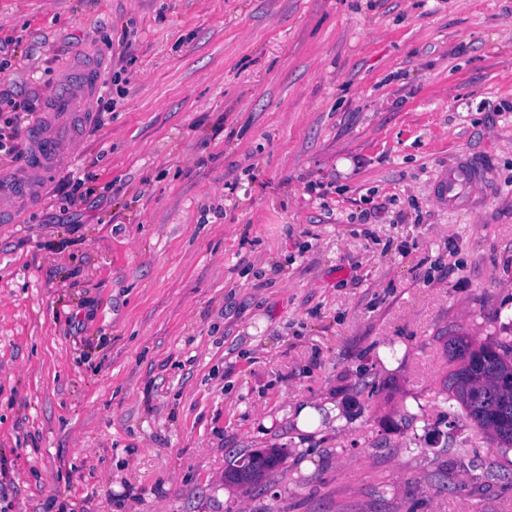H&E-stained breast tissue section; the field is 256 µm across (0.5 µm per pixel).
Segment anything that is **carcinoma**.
<instances>
[{"mask_svg": "<svg viewBox=\"0 0 512 512\" xmlns=\"http://www.w3.org/2000/svg\"><path fill=\"white\" fill-rule=\"evenodd\" d=\"M444 388L478 431L512 446V345L481 343L470 352L467 362L454 353L448 355ZM264 475L265 470L249 463L235 466L227 478L250 484Z\"/></svg>", "mask_w": 512, "mask_h": 512, "instance_id": "obj_1", "label": "carcinoma"}]
</instances>
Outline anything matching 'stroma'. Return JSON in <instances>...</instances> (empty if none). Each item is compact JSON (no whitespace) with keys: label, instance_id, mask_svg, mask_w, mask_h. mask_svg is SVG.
<instances>
[{"label":"stroma","instance_id":"35a3bbf8","mask_svg":"<svg viewBox=\"0 0 512 512\" xmlns=\"http://www.w3.org/2000/svg\"><path fill=\"white\" fill-rule=\"evenodd\" d=\"M0 43L2 190L98 78L0 222V512H512L443 388L512 342V0H0ZM94 69V63L79 61L74 64L73 70L54 86L51 95L52 110L59 111L55 113L81 111L86 115L97 88L93 78ZM56 115L45 116L44 122L36 127L34 134V147L29 166V177L37 180L46 165L68 158L74 154L75 145L68 138H61L56 132ZM485 179V170L472 156L462 153L442 179V195L448 204L464 203Z\"/></svg>","mask_w":512,"mask_h":512}]
</instances>
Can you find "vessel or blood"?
<instances>
[{
    "label": "vessel or blood",
    "mask_w": 512,
    "mask_h": 512,
    "mask_svg": "<svg viewBox=\"0 0 512 512\" xmlns=\"http://www.w3.org/2000/svg\"><path fill=\"white\" fill-rule=\"evenodd\" d=\"M94 66L88 62L75 64L70 76L61 79L51 95L53 115L45 117L35 130L34 147L29 166L30 179H38L45 166L71 157L75 146L70 139L60 137L55 128L56 113L88 111L96 93ZM485 179V170L472 156L460 154L455 165L442 179V195L449 204L464 203Z\"/></svg>",
    "instance_id": "1"
}]
</instances>
